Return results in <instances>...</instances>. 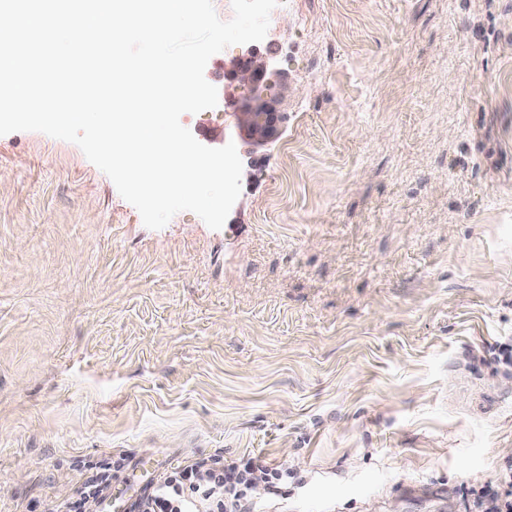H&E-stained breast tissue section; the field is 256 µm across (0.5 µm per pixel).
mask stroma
I'll return each mask as SVG.
<instances>
[{
    "label": "stroma",
    "instance_id": "35a3bbf8",
    "mask_svg": "<svg viewBox=\"0 0 512 512\" xmlns=\"http://www.w3.org/2000/svg\"><path fill=\"white\" fill-rule=\"evenodd\" d=\"M284 120L221 229L144 226L70 142L0 136V512L111 502L201 454L292 472L257 512H479L512 470V0H288ZM125 458L113 461L112 468L92 473L75 483L69 494L55 505V512H95V507L112 485V478L125 468ZM113 472V473H112Z\"/></svg>",
    "mask_w": 512,
    "mask_h": 512
}]
</instances>
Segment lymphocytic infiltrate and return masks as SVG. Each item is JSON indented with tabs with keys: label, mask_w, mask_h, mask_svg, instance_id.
I'll list each match as a JSON object with an SVG mask.
<instances>
[{
	"label": "lymphocytic infiltrate",
	"mask_w": 512,
	"mask_h": 512,
	"mask_svg": "<svg viewBox=\"0 0 512 512\" xmlns=\"http://www.w3.org/2000/svg\"><path fill=\"white\" fill-rule=\"evenodd\" d=\"M124 460L75 483L55 506V512H95ZM288 470L256 457L240 455L223 461L212 456L171 465L127 506V512H253L251 490L262 482L268 499L283 498Z\"/></svg>",
	"instance_id": "obj_1"
}]
</instances>
